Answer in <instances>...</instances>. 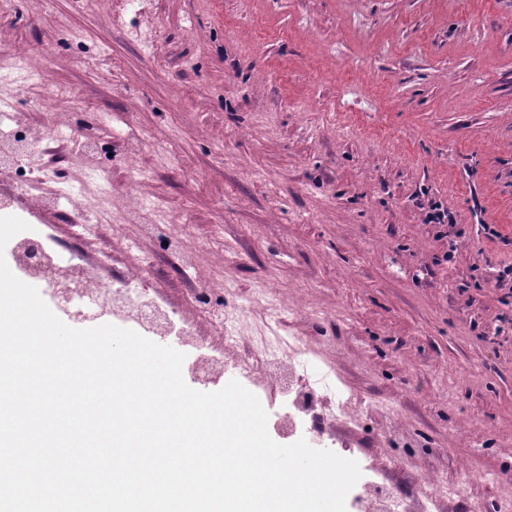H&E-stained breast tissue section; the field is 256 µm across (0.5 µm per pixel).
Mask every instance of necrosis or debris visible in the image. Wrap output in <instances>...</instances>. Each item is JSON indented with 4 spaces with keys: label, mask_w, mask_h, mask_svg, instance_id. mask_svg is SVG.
I'll return each instance as SVG.
<instances>
[{
    "label": "necrosis or debris",
    "mask_w": 512,
    "mask_h": 512,
    "mask_svg": "<svg viewBox=\"0 0 512 512\" xmlns=\"http://www.w3.org/2000/svg\"><path fill=\"white\" fill-rule=\"evenodd\" d=\"M63 134L79 148L90 150L95 145L94 132L69 118L52 120L36 132L24 128L15 131L16 137L35 146L55 141ZM29 244L38 246L41 253L39 261L32 265L20 259L24 246ZM168 249L185 269L197 271L199 286L192 289L191 296L204 304L213 326L223 330L225 349L242 348L237 366L240 383L267 380L278 387L279 399L272 410L277 432L284 437L307 433L310 443L320 447L325 439L334 437L338 429L345 427L357 412L354 400L333 370L315 369L307 339L292 336L285 342L278 340L255 346L243 343L236 329L241 309L215 308L209 304L214 295L223 293V276L200 273V248L187 234L170 236ZM0 254L14 275L36 287L42 299H49L51 287L68 289L73 296L83 297L95 307L98 320L154 339L165 334L176 336L186 355L182 368L185 377L195 378L199 368L207 366L213 369L215 380L223 379L227 370L223 352L205 345L192 325L177 317L149 281L140 282L137 289L130 291L126 286L116 287L103 281L97 268L79 256L58 264L54 240L39 224L13 236ZM476 476V471L465 466L454 481L425 479L418 483L412 496L401 497L379 483L372 471L365 468L357 482L355 505L360 512H429L437 499L460 498Z\"/></svg>",
    "instance_id": "necrosis-or-debris-1"
}]
</instances>
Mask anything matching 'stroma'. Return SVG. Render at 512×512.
I'll return each instance as SVG.
<instances>
[{
  "mask_svg": "<svg viewBox=\"0 0 512 512\" xmlns=\"http://www.w3.org/2000/svg\"><path fill=\"white\" fill-rule=\"evenodd\" d=\"M20 43L32 80L0 82V100L36 128L70 104L43 107L35 76L78 89L103 146L83 166L109 167L113 211L132 204L136 162L142 197L169 203L230 301L266 282L323 314L244 313L238 328L326 338L362 412L337 445L403 496L469 461L479 479L435 512L512 494V282L494 285L512 266V0H13L0 58ZM58 162L25 156L24 190L0 176V214L66 246L94 201L35 205L57 194ZM431 200L454 225L426 223ZM130 234L105 227L78 249L111 252L106 279L148 273L197 320L164 235L135 250Z\"/></svg>",
  "mask_w": 512,
  "mask_h": 512,
  "instance_id": "obj_1",
  "label": "stroma"
}]
</instances>
